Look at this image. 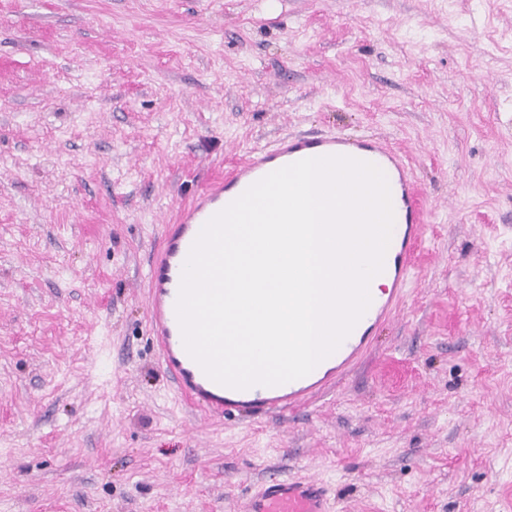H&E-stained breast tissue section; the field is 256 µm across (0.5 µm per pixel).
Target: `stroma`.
Here are the masks:
<instances>
[{
  "label": "stroma",
  "instance_id": "stroma-1",
  "mask_svg": "<svg viewBox=\"0 0 512 512\" xmlns=\"http://www.w3.org/2000/svg\"><path fill=\"white\" fill-rule=\"evenodd\" d=\"M371 136L425 224L405 299L287 416L186 401L165 224L285 138ZM512 512V0H0V512ZM325 483L306 477L270 478L244 503L245 512H327Z\"/></svg>",
  "mask_w": 512,
  "mask_h": 512
}]
</instances>
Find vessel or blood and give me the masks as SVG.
Returning <instances> with one entry per match:
<instances>
[{
    "instance_id": "b4317fda",
    "label": "vessel or blood",
    "mask_w": 512,
    "mask_h": 512,
    "mask_svg": "<svg viewBox=\"0 0 512 512\" xmlns=\"http://www.w3.org/2000/svg\"><path fill=\"white\" fill-rule=\"evenodd\" d=\"M331 155L366 161L391 175L401 202L394 216L400 228V241L394 266L389 271L391 289L385 301L375 308L373 321L386 320L403 298L413 250L422 237L424 210L407 165L397 152L378 141L351 140L335 134L294 137L280 142L274 150L256 153L223 177L214 179L177 211L175 222L168 225L149 269V331L161 351L163 372L191 404L224 418L245 410L290 411L306 405L317 392L342 375L369 345L368 335L352 333L325 358L321 370L278 386L233 389L211 380L190 357L176 316L183 266L207 221L269 173L303 159ZM327 501L323 482L306 477L275 476L246 499L244 512H327Z\"/></svg>"
}]
</instances>
